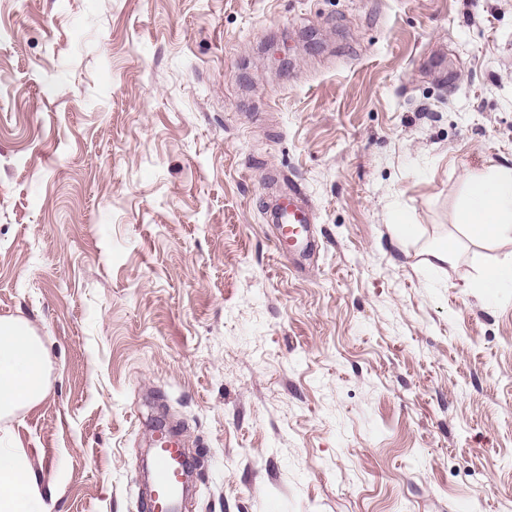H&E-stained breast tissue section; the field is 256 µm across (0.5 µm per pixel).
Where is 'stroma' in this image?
<instances>
[{
  "mask_svg": "<svg viewBox=\"0 0 512 512\" xmlns=\"http://www.w3.org/2000/svg\"><path fill=\"white\" fill-rule=\"evenodd\" d=\"M506 161L512 0H0V317L50 353L0 435L51 512H144L160 414L186 512H505L512 291L471 257L512 246L427 258ZM276 214V248L296 247L293 251L297 255L308 254L315 245L312 232L308 228V224H312L313 216L299 189L290 188L288 194L280 197ZM472 260L480 268L478 288H483L485 298H492L498 288L512 287V262L485 265L478 254Z\"/></svg>",
  "mask_w": 512,
  "mask_h": 512,
  "instance_id": "35a3bbf8",
  "label": "stroma"
}]
</instances>
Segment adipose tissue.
I'll return each instance as SVG.
<instances>
[{
  "mask_svg": "<svg viewBox=\"0 0 512 512\" xmlns=\"http://www.w3.org/2000/svg\"><path fill=\"white\" fill-rule=\"evenodd\" d=\"M457 224L472 241L512 244V166L496 164L469 178ZM47 354L26 322L0 318V415L42 398ZM0 512H50L24 451L1 444Z\"/></svg>",
  "mask_w": 512,
  "mask_h": 512,
  "instance_id": "1",
  "label": "adipose tissue"
}]
</instances>
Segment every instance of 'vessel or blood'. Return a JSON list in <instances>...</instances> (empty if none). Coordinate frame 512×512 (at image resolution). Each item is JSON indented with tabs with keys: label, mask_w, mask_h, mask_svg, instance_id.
Instances as JSON below:
<instances>
[{
	"label": "vessel or blood",
	"mask_w": 512,
	"mask_h": 512,
	"mask_svg": "<svg viewBox=\"0 0 512 512\" xmlns=\"http://www.w3.org/2000/svg\"><path fill=\"white\" fill-rule=\"evenodd\" d=\"M311 210L297 188H290L277 203L276 247L294 249L297 255L308 254L314 247L309 226ZM152 451L156 460L151 494L145 512H177L179 494L185 474L186 451L167 429L158 427L152 433Z\"/></svg>",
	"instance_id": "b4317fda"
}]
</instances>
